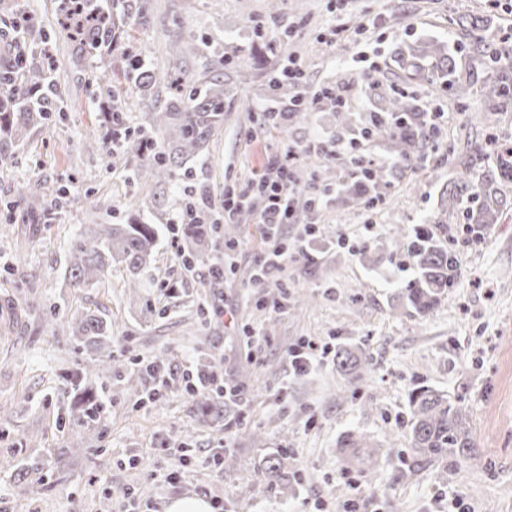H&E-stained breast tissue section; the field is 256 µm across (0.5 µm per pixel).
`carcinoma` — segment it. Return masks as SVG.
I'll list each match as a JSON object with an SVG mask.
<instances>
[{
    "label": "carcinoma",
    "mask_w": 512,
    "mask_h": 512,
    "mask_svg": "<svg viewBox=\"0 0 512 512\" xmlns=\"http://www.w3.org/2000/svg\"><path fill=\"white\" fill-rule=\"evenodd\" d=\"M142 13V6L135 0H110V5L100 8L102 21L88 23L76 30L63 11H58V23L69 39L81 52L100 57L114 54L121 39L128 38L130 20ZM469 48L481 58L484 67L491 71L485 97L487 102L483 121L491 126L490 113L512 103V63L505 64L497 44L502 38L490 33L478 18L461 21ZM251 43L262 42L274 47L284 38L258 26L251 27ZM445 48L435 42L426 47V54L435 59L436 72H423L419 63L409 55L397 62L407 79L424 78L429 82L440 80L444 72ZM24 51H17V61L0 67V141L13 137L16 132L37 127L48 119L52 109L36 104L29 90L47 85V74L38 67L23 66ZM121 66H107L99 80L112 86V93L121 96L120 81L138 88H147L157 82L155 70L147 65L131 44L121 49ZM173 93L160 109L150 112V122L140 128L138 135L129 131L124 107L117 103L104 110L101 128L104 132L93 137L101 142L109 137L119 141L124 154L133 160L132 168L137 179L144 182L154 177L170 180L182 177V168L188 159L208 152L215 132L224 124V73L215 71L200 84H195L178 70L165 74ZM268 92L284 103L302 96L298 85L288 76L277 73L270 77ZM346 88H328L318 99L317 105L336 108V117L342 131L369 141L385 140L392 156L390 164L371 168L368 176L354 179L356 189L348 187V179L336 176V204L365 210L382 197V188L389 177L412 167L423 159V150L429 147L434 133L432 120L421 109L418 101L403 92L378 95L379 111L367 112L358 126H353L350 113L339 107ZM493 132H487L485 144L476 143L458 153L453 163L462 166L459 176L448 181L443 197L448 210L460 214L461 225L455 244L447 247L437 233L440 222L429 220L419 224L407 235L406 242L396 243V248L406 254L416 268V277L398 291L401 307L411 314L425 316L449 296L461 270L460 248L472 246L480 239L484 229L495 223L502 199L501 187L512 184V146L489 149ZM492 154V168L473 173L477 160L484 153ZM23 204L32 223L50 219L60 191L46 188L21 189ZM158 230L154 224H100L92 221L80 225L70 249L68 278L74 288H92L102 282L112 267H125L133 284L137 276L151 265L156 252ZM70 333L93 350L91 358L72 375L73 384L81 391L88 416L98 413L97 385L112 378V325L88 311L73 312L68 325ZM336 361L344 370H359L361 362L355 353L340 348ZM410 433L412 447L417 456L434 461L451 459L455 462L468 459L473 447L468 419L455 404V398L428 386L415 389L409 399ZM281 461L269 459L259 476L269 484L283 479Z\"/></svg>",
    "instance_id": "carcinoma-1"
}]
</instances>
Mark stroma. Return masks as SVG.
Returning <instances> with one entry per match:
<instances>
[{
	"label": "stroma",
	"mask_w": 512,
	"mask_h": 512,
	"mask_svg": "<svg viewBox=\"0 0 512 512\" xmlns=\"http://www.w3.org/2000/svg\"><path fill=\"white\" fill-rule=\"evenodd\" d=\"M57 0H0V59L17 44L27 47L26 66L52 59L56 80L47 127L0 146V299L14 298L15 314L0 312V512H106L111 494L133 490L151 512H166L172 499L222 500L223 512H448L460 495L469 512H512V186L497 224L465 248L463 272L450 299L424 317L399 308L397 292L413 278L395 233H409L426 217L445 216L441 191L456 174L451 149L465 137H484L487 73L458 49L460 16L479 17L504 35L512 61V14L490 0H146V21L130 34L156 71L182 68L195 77L219 68L213 46L237 56L224 70V125L206 156L191 162L192 179L143 183L111 144L91 147L88 134L100 124L99 107L110 91L98 75L103 59L76 53L56 18ZM380 15L381 31L361 35L374 48L373 67L356 69V43L330 42L336 24L357 27L365 13ZM276 31L295 23L294 41L277 52L251 46L250 24ZM438 40L449 46L454 75L470 81L465 100L452 89L432 93L427 82L409 81L393 61ZM183 53L171 55V42ZM296 56L305 85L346 84L349 112L376 107L377 89L396 87L421 107H440L445 118L436 146L415 167L394 174L374 211L321 210L323 230L309 244L310 259L288 260L271 298L281 312L258 306L249 283L254 259L265 247L256 209L237 214L239 262L219 283L207 262L185 270L178 253L184 239L170 224L184 208L151 205L155 193L192 202L206 200L212 222L224 221V185L246 183L271 149H299L301 186L317 191L313 170L347 169L349 157L304 152L309 141L332 144L341 137L333 108L291 119L284 129L258 131L254 114L266 102L268 78ZM65 191L64 204L37 231L23 222L18 186ZM101 224L137 219L158 228L159 242L140 287L114 267L95 288L70 287L68 247L87 214ZM347 245H340L339 236ZM368 245V255L358 246ZM234 310L237 323L215 318ZM91 310L111 322L112 378L99 391L102 413L85 424L70 374L91 351L77 347L66 315ZM348 347L365 364L361 375L341 372L335 361L291 377L288 349L300 340ZM166 353L181 372L187 361L218 360L225 379L242 387L247 407L204 411L177 388L146 401L150 379L139 359ZM420 386L459 396L473 446L462 463L426 461L410 449L409 396ZM232 428V466L208 467L210 456ZM80 439H73V431ZM363 433L378 444L374 465L345 464L340 439ZM190 443L195 460L182 466L178 446ZM282 458L283 485L261 481L265 458ZM40 459L42 475L17 472ZM185 467L178 483L167 474Z\"/></svg>",
	"instance_id": "35a3bbf8"
}]
</instances>
